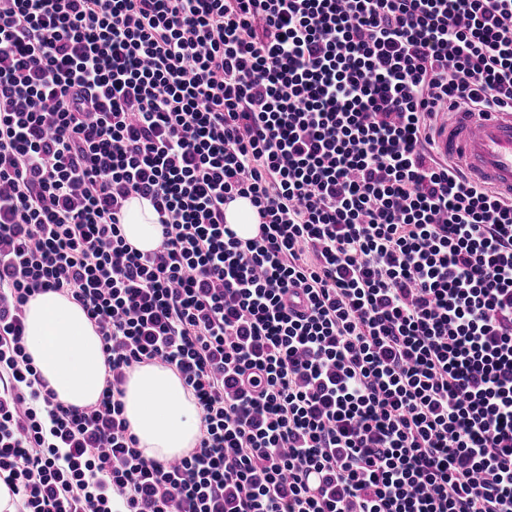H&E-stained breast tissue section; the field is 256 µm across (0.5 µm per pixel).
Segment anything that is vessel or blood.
Here are the masks:
<instances>
[{
    "instance_id": "vessel-or-blood-1",
    "label": "vessel or blood",
    "mask_w": 512,
    "mask_h": 512,
    "mask_svg": "<svg viewBox=\"0 0 512 512\" xmlns=\"http://www.w3.org/2000/svg\"><path fill=\"white\" fill-rule=\"evenodd\" d=\"M435 139L439 154L461 161L470 181L512 199V112L488 119L455 113L440 122Z\"/></svg>"
}]
</instances>
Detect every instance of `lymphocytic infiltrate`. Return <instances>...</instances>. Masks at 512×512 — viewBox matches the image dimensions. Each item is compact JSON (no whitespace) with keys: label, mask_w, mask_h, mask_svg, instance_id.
Masks as SVG:
<instances>
[{"label":"lymphocytic infiltrate","mask_w":512,"mask_h":512,"mask_svg":"<svg viewBox=\"0 0 512 512\" xmlns=\"http://www.w3.org/2000/svg\"><path fill=\"white\" fill-rule=\"evenodd\" d=\"M462 109L512 111V0H0L17 512H512V202L438 157ZM46 291L97 330L95 405L26 351ZM141 364L196 401L179 462L124 414ZM157 215L149 201L133 198L126 204L123 234L127 243L139 251L155 250L160 244ZM224 218L242 240L255 237L261 224L257 208L243 198H237L225 206Z\"/></svg>","instance_id":"1"}]
</instances>
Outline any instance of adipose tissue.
<instances>
[{"label":"adipose tissue","instance_id":"ef3b65f1","mask_svg":"<svg viewBox=\"0 0 512 512\" xmlns=\"http://www.w3.org/2000/svg\"><path fill=\"white\" fill-rule=\"evenodd\" d=\"M123 234L139 251L160 244L157 215L149 201L126 204ZM26 349L41 375L66 405L95 404L105 386L100 338L83 308L53 291L32 297L26 306ZM125 415L144 456L166 461L195 448L200 437L193 398L169 368L141 365L128 376Z\"/></svg>","mask_w":512,"mask_h":512}]
</instances>
